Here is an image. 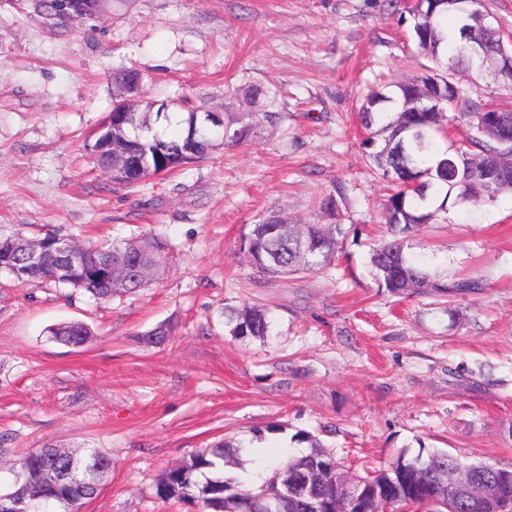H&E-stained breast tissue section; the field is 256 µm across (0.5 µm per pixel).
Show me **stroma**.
<instances>
[{
    "mask_svg": "<svg viewBox=\"0 0 512 512\" xmlns=\"http://www.w3.org/2000/svg\"><path fill=\"white\" fill-rule=\"evenodd\" d=\"M415 53L379 0H105L66 33L0 0V236L151 233L174 255L158 280L103 304L0 272V448L108 454L82 512H198L157 486L227 437L294 450L308 432L374 468L435 448L512 466V196L457 204L411 240L430 271L479 293L403 299L368 273L383 190L358 107L377 76L410 77ZM131 67L142 102L187 94L199 111L240 112L247 88L276 86L288 118L121 189L91 146L124 97L115 72ZM330 193L343 224L335 268L272 279L250 267L242 238L259 215L325 224L317 205ZM245 303L268 310L265 339L225 327V307ZM71 321L92 331L83 347L49 333ZM161 324L170 339L143 343Z\"/></svg>",
    "mask_w": 512,
    "mask_h": 512,
    "instance_id": "1",
    "label": "stroma"
}]
</instances>
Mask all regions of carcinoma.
Returning a JSON list of instances; mask_svg holds the SVG:
<instances>
[{
	"mask_svg": "<svg viewBox=\"0 0 512 512\" xmlns=\"http://www.w3.org/2000/svg\"><path fill=\"white\" fill-rule=\"evenodd\" d=\"M29 2L51 26L66 31L74 25L65 15V0ZM382 6L399 23L409 24L418 55L427 63L419 64L412 78L395 84L393 95L384 93L382 87L372 89L359 107L360 122L369 131L363 141L365 156L386 183L385 235L369 253V271L379 287L397 297L427 293L445 298L472 293L478 284L468 279L445 282L429 274L410 257L407 248L409 238L421 227L436 224L448 214L449 200L492 202L502 194H512V171L507 169L512 159V112H488V103L471 88L460 83L448 86L450 66L486 82L512 83V74L498 75L489 70L491 58L512 56V42L491 15V24L476 35L481 53L462 52L468 12H486L483 0H382ZM279 97L276 88H252V104L257 106L259 99H265L262 111L225 115L221 143L230 147L250 144L263 124L281 123L287 113L275 110ZM181 101L187 111L184 134L169 139L159 136L153 132L147 112H132L124 121L114 118L110 127L112 148L98 142L91 146L95 164L104 171L123 165L127 175L121 186L135 187L149 177L168 175L206 158L215 147L214 136L204 132L205 116L193 110L189 97L185 95ZM457 122L469 130L460 140L449 133ZM493 168L500 173L489 187L484 172ZM341 235L338 223L290 224L271 213L250 225L243 246L248 263L259 272L272 278L299 277L333 266ZM58 237L51 231L32 238L43 248L48 264L52 263ZM22 238V234L0 237V271L8 272L20 261L14 242ZM81 246L79 261L67 271L59 273L46 266L26 276L23 283H54L107 301L147 286L151 277L163 272L173 260L167 241L151 234L120 243L87 240ZM134 250L139 251V262L148 270L147 275L108 279L94 272ZM224 325L239 338L263 339L271 329L267 310L256 305L224 309ZM50 334L72 347L83 346L92 336L88 325L79 321L54 327ZM298 441L309 444V451L283 456L273 464L271 474L255 484L224 473V461L239 455L243 446L233 440L221 441L200 449L167 472L157 492L168 500L196 502L200 512H224L240 496L241 512H251L253 504L247 496L273 492L286 473L302 480L310 466L321 460L346 468L316 437L301 433ZM468 464L464 457L445 450L425 456L403 452L388 467L365 471L362 479L373 495L391 482L402 488L410 481L416 492L408 495V502L418 512H489L486 505L458 502L448 494V469ZM55 465L67 471V478L53 485L42 484L41 473ZM7 469L12 480L0 488V512H45L48 504L60 512H81L83 505L98 495L112 471V459L99 448H87L80 456L44 446L7 461ZM475 475L479 481L512 495V468L478 464Z\"/></svg>",
	"mask_w": 512,
	"mask_h": 512,
	"instance_id": "carcinoma-1",
	"label": "carcinoma"
}]
</instances>
